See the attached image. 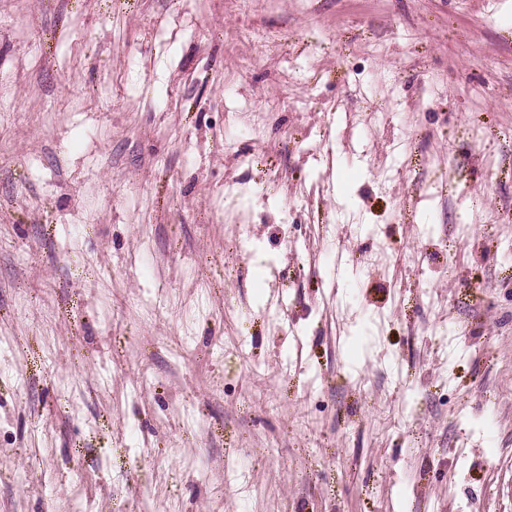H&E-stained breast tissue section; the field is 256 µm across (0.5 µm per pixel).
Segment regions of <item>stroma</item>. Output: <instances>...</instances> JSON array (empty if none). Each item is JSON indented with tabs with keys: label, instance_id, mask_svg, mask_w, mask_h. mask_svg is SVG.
I'll return each mask as SVG.
<instances>
[{
	"label": "stroma",
	"instance_id": "obj_1",
	"mask_svg": "<svg viewBox=\"0 0 512 512\" xmlns=\"http://www.w3.org/2000/svg\"><path fill=\"white\" fill-rule=\"evenodd\" d=\"M511 437L512 0H0V512H512ZM426 303L430 314L433 316V326L442 332V336L447 334V301L436 293L428 292L426 294Z\"/></svg>",
	"mask_w": 512,
	"mask_h": 512
}]
</instances>
